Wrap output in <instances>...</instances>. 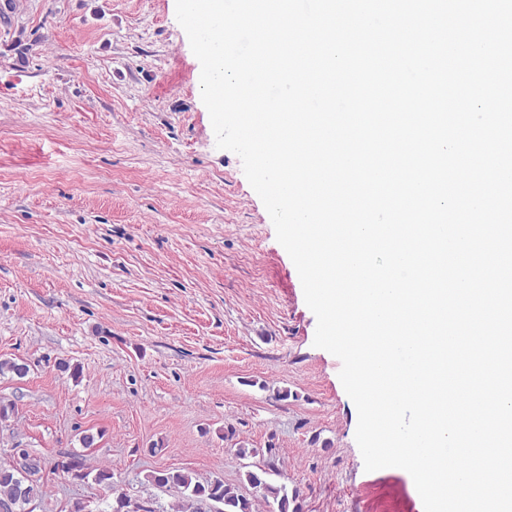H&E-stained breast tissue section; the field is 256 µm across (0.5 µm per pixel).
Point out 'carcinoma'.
Wrapping results in <instances>:
<instances>
[{
  "label": "carcinoma",
  "instance_id": "carcinoma-1",
  "mask_svg": "<svg viewBox=\"0 0 512 512\" xmlns=\"http://www.w3.org/2000/svg\"><path fill=\"white\" fill-rule=\"evenodd\" d=\"M40 470L38 466L32 470L16 471L12 464L0 463V472H11V478L0 479V504L6 505L9 512H33L31 505L43 495L42 485L36 478ZM54 470L81 481L90 477L107 488L113 484L109 469H89L79 453H69L58 460ZM267 475L268 472L263 470L249 471L246 480L264 501L270 502V512H300L298 493L288 492L284 485L270 483ZM146 481L158 488H178L182 494L184 512H253V500L237 493L220 478L201 483L188 472L164 469L146 475Z\"/></svg>",
  "mask_w": 512,
  "mask_h": 512
}]
</instances>
